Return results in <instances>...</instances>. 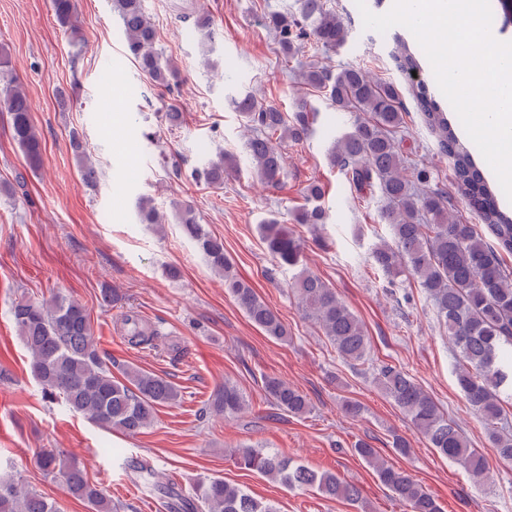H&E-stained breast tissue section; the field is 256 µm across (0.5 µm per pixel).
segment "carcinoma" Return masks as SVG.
I'll return each instance as SVG.
<instances>
[{
    "instance_id": "1",
    "label": "carcinoma",
    "mask_w": 512,
    "mask_h": 512,
    "mask_svg": "<svg viewBox=\"0 0 512 512\" xmlns=\"http://www.w3.org/2000/svg\"><path fill=\"white\" fill-rule=\"evenodd\" d=\"M297 2L298 13L274 12L269 16V28L285 59H292L299 45L308 41L329 51L345 44L347 30L325 0ZM52 5L61 27L73 39H79L76 0H52ZM112 11L137 68L155 85L171 90L179 82V71L156 48V26L145 13L143 0H112ZM394 60L402 71L421 70L417 53L404 41ZM9 72V57L1 48L0 73L7 80L0 88V112L7 114L11 138L27 165L36 169L42 163V140L32 120L29 98ZM300 80L323 90L336 111L355 116L350 128L333 141L327 158L358 193L375 195L381 202L380 217L390 227L391 240L373 245L370 259L389 282L413 280L433 302L460 359L457 384L468 406L480 416L499 459L511 463L512 268L504 256H512V216L501 208L497 193L475 162L472 147L460 140L448 123L429 81L423 79L413 87V101L426 126L437 135L440 152L452 162L456 188L479 217L478 224L457 221L451 213L448 193L432 184L430 174L402 153L396 134L405 124L406 112L395 85L353 65L337 72L310 65L300 72ZM230 102L250 131L245 144L249 165L261 182L280 185L286 161L279 144L308 138L316 109L300 100L289 115L260 104L250 91L232 97ZM71 144L84 180L96 184L97 168L78 134L71 135ZM238 167L236 156L221 154L195 169L194 178L222 188L224 178ZM324 195L321 184L308 185L305 203L294 215L296 223H327ZM137 217L142 224L162 223L160 212L146 198L138 202ZM175 220L211 268L224 275L225 287L249 321L270 338L287 339L288 328L279 313L237 277L224 257V242L205 229L193 206L187 202L176 204ZM259 231L274 262L292 272L288 286L305 317L343 359L368 361L370 340L364 324L336 288L303 266L301 241L295 231L275 215L263 220ZM12 315L29 353L32 375L44 394L52 400L61 399L68 412L111 430L136 434L153 424L158 407L180 397L170 380L139 367L127 365L121 369V376H114L94 342L88 310L75 299L56 296L49 302H36L21 296L13 302ZM123 325L129 342L137 346L152 347L161 335L158 327L145 324L135 315L123 316ZM375 379L430 447L460 464L474 482L485 479L484 455L470 447L458 423L439 409L420 383L388 363L376 368ZM263 387L279 410L301 416L310 409L307 396L279 377H264ZM246 406L244 393L230 381L218 386L208 400L210 414L224 419L239 416ZM354 450L409 512H441L436 499L409 471L387 464L365 441L356 442ZM234 455L244 468L292 490L315 489L328 497L359 502L358 489L333 473H319L277 452L247 444L235 449ZM38 463L90 512H113L112 500L83 469L64 461L55 449H42ZM125 465L136 474L143 489L173 496L174 512H279L272 502L257 499L222 478L200 480L192 494L185 496L174 492L148 463L127 459ZM0 512H60V507L6 474L0 475Z\"/></svg>"
}]
</instances>
